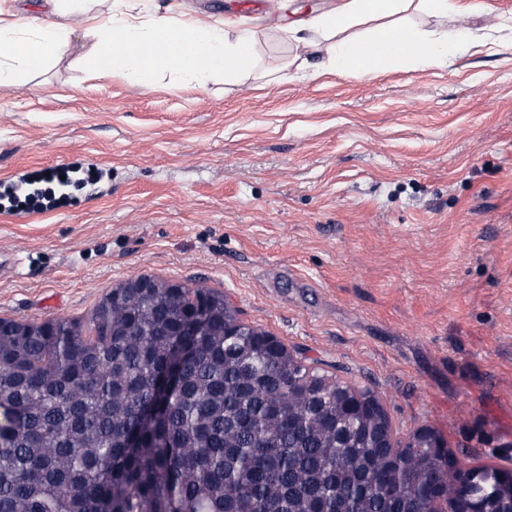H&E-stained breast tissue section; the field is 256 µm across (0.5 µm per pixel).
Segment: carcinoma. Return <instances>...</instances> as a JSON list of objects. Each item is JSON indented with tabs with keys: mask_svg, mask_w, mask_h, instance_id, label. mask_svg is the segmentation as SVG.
<instances>
[{
	"mask_svg": "<svg viewBox=\"0 0 512 512\" xmlns=\"http://www.w3.org/2000/svg\"><path fill=\"white\" fill-rule=\"evenodd\" d=\"M357 396L377 399L215 290L125 283L86 324L0 319V512H426L448 460L384 446L387 414ZM477 472L480 512H501L505 482Z\"/></svg>",
	"mask_w": 512,
	"mask_h": 512,
	"instance_id": "1",
	"label": "carcinoma"
}]
</instances>
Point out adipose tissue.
<instances>
[{"label": "adipose tissue", "instance_id": "ef3b65f1", "mask_svg": "<svg viewBox=\"0 0 512 512\" xmlns=\"http://www.w3.org/2000/svg\"><path fill=\"white\" fill-rule=\"evenodd\" d=\"M93 2L43 0L45 15L38 18L0 0V87L69 56L78 15L92 41L80 63L96 79L129 73L148 85L170 72L202 86L219 74L246 76L256 64L253 35L236 22L212 24L160 10L153 0H109L101 14ZM457 10L455 0H337L330 11L289 27L286 35L312 46L321 67L359 79L397 62L445 68L473 42V34L463 28L425 30L408 16L446 18Z\"/></svg>", "mask_w": 512, "mask_h": 512}]
</instances>
